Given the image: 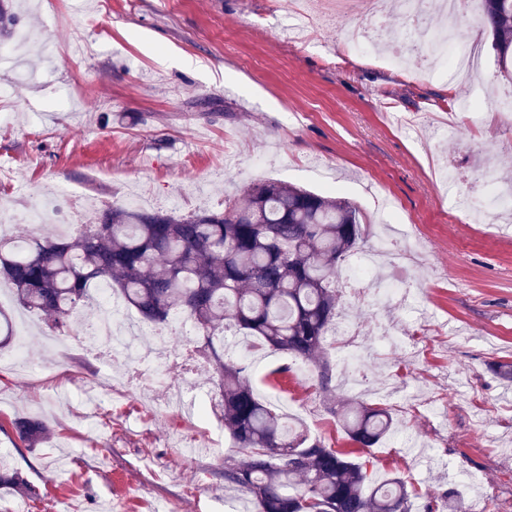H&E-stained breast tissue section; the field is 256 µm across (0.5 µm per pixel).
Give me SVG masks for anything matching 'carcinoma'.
Masks as SVG:
<instances>
[{
	"label": "carcinoma",
	"instance_id": "carcinoma-1",
	"mask_svg": "<svg viewBox=\"0 0 512 512\" xmlns=\"http://www.w3.org/2000/svg\"><path fill=\"white\" fill-rule=\"evenodd\" d=\"M483 23L502 69L512 67V0H482ZM10 0H0V36L13 32ZM364 241L359 211L343 198L269 180L225 202L222 212L187 217L114 204L96 230L74 237L0 235V274L19 304L62 327L95 288L119 291L146 321L168 325L183 316L196 324L219 381L224 429L237 456L224 463V483L248 496L250 512H411L399 478L371 480L354 451L332 448L262 402L245 366L224 359L216 333L235 326L256 352L272 347L318 363L321 388L331 392L321 360L336 317L331 283L347 255ZM342 423L361 451L394 432L389 409L342 402ZM28 448L50 435L37 418L12 421ZM23 477L0 464V488Z\"/></svg>",
	"mask_w": 512,
	"mask_h": 512
}]
</instances>
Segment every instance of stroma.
Returning a JSON list of instances; mask_svg holds the SVG:
<instances>
[{
	"mask_svg": "<svg viewBox=\"0 0 512 512\" xmlns=\"http://www.w3.org/2000/svg\"><path fill=\"white\" fill-rule=\"evenodd\" d=\"M305 8L319 27L299 40L281 0H16L30 41L14 67H0V199L18 211L29 193L59 184L90 225L132 198L149 211H220L225 197L268 179L339 191L368 238L421 253L408 267H375L376 286L398 285L400 295L372 310L350 300L347 277L336 280L340 316L355 315L359 343L373 348L360 400L390 408L400 433L426 450L419 457L383 439L369 471L405 481L416 512L451 487L476 512H512V387L492 369L512 362V228L454 203L484 204L485 166L512 178V124L497 117L512 78L480 15L462 23L482 61L452 82L419 54L396 64L348 49L341 37L361 19L333 0ZM477 86L478 125L445 138L440 119ZM443 164L453 187L438 178ZM0 308L27 322L23 351H0V449L27 485L0 490V506L248 512L247 497L224 484L235 450L223 422L149 410L177 387L219 401L208 362L182 371L183 350L172 349L169 373L139 391L122 365L102 379L82 341L92 307L54 334L3 283ZM386 330L414 346L416 365L382 342ZM265 356L272 376L249 377L260 400L353 449L316 369L272 349ZM32 365L45 374L31 376ZM29 415L52 428L32 449L11 425Z\"/></svg>",
	"mask_w": 512,
	"mask_h": 512,
	"instance_id": "obj_1",
	"label": "stroma"
}]
</instances>
